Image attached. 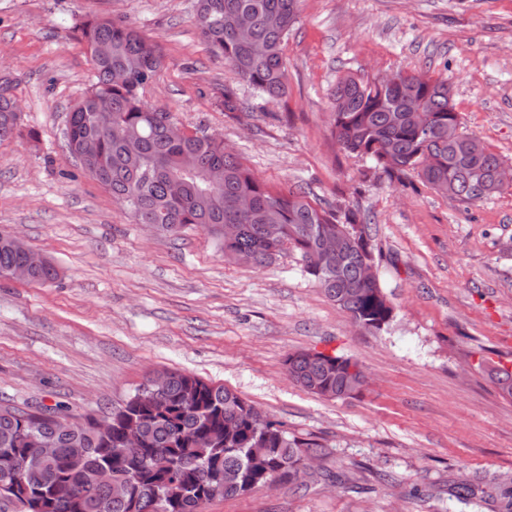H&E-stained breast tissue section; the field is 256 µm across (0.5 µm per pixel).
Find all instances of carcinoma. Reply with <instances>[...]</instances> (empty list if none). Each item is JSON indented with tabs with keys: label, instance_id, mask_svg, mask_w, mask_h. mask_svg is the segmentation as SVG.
I'll use <instances>...</instances> for the list:
<instances>
[{
	"label": "carcinoma",
	"instance_id": "carcinoma-1",
	"mask_svg": "<svg viewBox=\"0 0 512 512\" xmlns=\"http://www.w3.org/2000/svg\"><path fill=\"white\" fill-rule=\"evenodd\" d=\"M300 0H195V23L210 50L224 57L244 82L270 100L288 92L283 46L299 17ZM250 22L239 35L241 20ZM86 50L98 43L112 54L93 61L95 79L68 113L64 138L82 170L106 188L137 224L162 236L187 226H206L224 257L261 267L285 249L296 252L304 271L352 322L377 332L388 325L393 308L379 281L362 280L373 260L364 225L356 215L339 216L314 204L302 192L275 191L258 180L224 146L196 128L181 136L171 113L144 101L162 66L159 53L134 28L104 16L78 27ZM395 82L378 86L352 74L340 76L332 93V132L348 154L368 158L390 178L415 174L431 189L466 206L501 192L503 165L479 139L462 131L448 82L420 79L405 70ZM421 108L425 123L413 122ZM16 102L0 92V141L20 133ZM224 170V184L210 187L206 174ZM249 198L253 207L239 209ZM233 227L224 235V225ZM279 229L266 236V225ZM339 230L349 240L341 261L323 257L322 236ZM32 248L0 230V277L29 261ZM59 276L49 257L32 272V281ZM343 356H288L289 378L320 397H349ZM160 391L141 384L124 406L112 411V428L102 433L90 418L0 406V483L15 485L21 512H204L212 486L224 485L234 497L292 473L320 445L302 441L271 421L235 392L195 376L165 371ZM139 424L142 447L124 445L125 421ZM42 441L59 452L41 461L29 457ZM82 448L75 463L69 449ZM112 469V482L127 486L114 494L97 481L99 468ZM450 493L462 500L487 496L474 478L455 483Z\"/></svg>",
	"mask_w": 512,
	"mask_h": 512
}]
</instances>
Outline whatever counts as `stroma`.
Instances as JSON below:
<instances>
[{
  "mask_svg": "<svg viewBox=\"0 0 512 512\" xmlns=\"http://www.w3.org/2000/svg\"><path fill=\"white\" fill-rule=\"evenodd\" d=\"M94 14L162 55L149 105L222 137L268 186L356 214L394 308L385 329L353 326L294 252L252 268L201 228L158 235L81 169L62 130L94 79L75 37ZM194 14V0H0V89L36 133L0 142V229L59 270L48 283L0 278V405L103 415L149 373L177 370L319 442V468L353 480L307 476L206 512H500L512 481V399L496 381L512 369V187L468 209L415 176L389 180L340 148L330 112L345 73L442 78L463 131L512 167V0H302L278 101L210 52ZM299 351L357 360L366 386L345 399L303 390L286 366ZM476 476L491 500L449 496Z\"/></svg>",
  "mask_w": 512,
  "mask_h": 512,
  "instance_id": "1",
  "label": "stroma"
}]
</instances>
